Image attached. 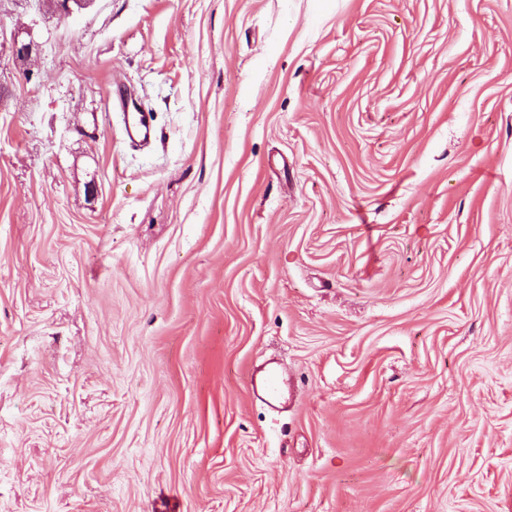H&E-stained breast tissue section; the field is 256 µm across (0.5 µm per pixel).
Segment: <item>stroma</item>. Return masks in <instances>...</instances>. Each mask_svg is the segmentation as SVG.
I'll list each match as a JSON object with an SVG mask.
<instances>
[{"mask_svg":"<svg viewBox=\"0 0 512 512\" xmlns=\"http://www.w3.org/2000/svg\"><path fill=\"white\" fill-rule=\"evenodd\" d=\"M0 512H512V0H0ZM116 103L125 111L126 130L131 140L147 142L154 138L155 131L148 121L147 112L141 111L131 97L122 93ZM130 106H132L131 112H129Z\"/></svg>","mask_w":512,"mask_h":512,"instance_id":"stroma-1","label":"stroma"}]
</instances>
